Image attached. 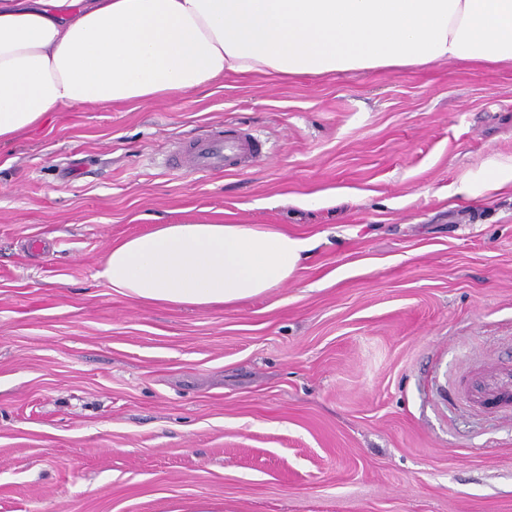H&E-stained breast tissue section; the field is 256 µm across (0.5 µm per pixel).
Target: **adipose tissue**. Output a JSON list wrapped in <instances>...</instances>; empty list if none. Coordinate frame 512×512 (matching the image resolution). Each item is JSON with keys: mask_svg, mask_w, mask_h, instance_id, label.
Returning a JSON list of instances; mask_svg holds the SVG:
<instances>
[{"mask_svg": "<svg viewBox=\"0 0 512 512\" xmlns=\"http://www.w3.org/2000/svg\"><path fill=\"white\" fill-rule=\"evenodd\" d=\"M0 0V143L72 105L149 103L227 73L277 79L512 64V0ZM512 189L489 158L453 190ZM313 248L272 226L183 221L129 237L100 275L151 304L209 307L290 280Z\"/></svg>", "mask_w": 512, "mask_h": 512, "instance_id": "ef3b65f1", "label": "adipose tissue"}]
</instances>
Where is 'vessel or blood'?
Returning a JSON list of instances; mask_svg holds the SVG:
<instances>
[{
  "label": "vessel or blood",
  "mask_w": 512,
  "mask_h": 512,
  "mask_svg": "<svg viewBox=\"0 0 512 512\" xmlns=\"http://www.w3.org/2000/svg\"><path fill=\"white\" fill-rule=\"evenodd\" d=\"M264 143L247 129L211 125L180 142L166 159L172 170L195 173L239 172L264 154ZM470 402L512 417V365L492 363L472 373L461 388Z\"/></svg>",
  "instance_id": "obj_1"
}]
</instances>
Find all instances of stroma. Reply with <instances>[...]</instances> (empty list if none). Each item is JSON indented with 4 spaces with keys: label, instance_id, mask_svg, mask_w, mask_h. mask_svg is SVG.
Here are the masks:
<instances>
[{
    "label": "stroma",
    "instance_id": "stroma-1",
    "mask_svg": "<svg viewBox=\"0 0 512 512\" xmlns=\"http://www.w3.org/2000/svg\"><path fill=\"white\" fill-rule=\"evenodd\" d=\"M219 123L268 157L161 166ZM493 156L512 158V66L461 62L228 74L1 143L0 512H512V419L457 393L512 360V194H450ZM182 220L316 247L230 306L100 277L112 245Z\"/></svg>",
    "mask_w": 512,
    "mask_h": 512
}]
</instances>
